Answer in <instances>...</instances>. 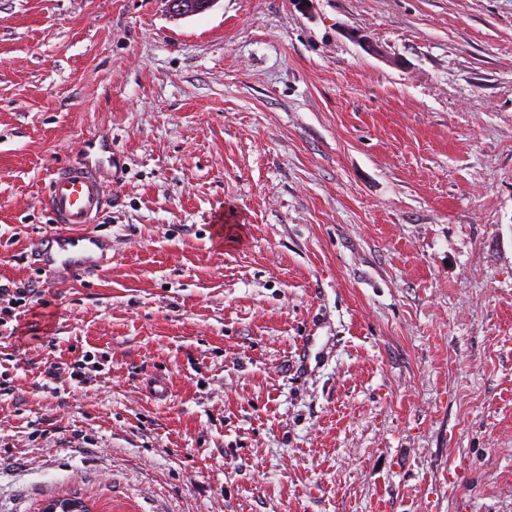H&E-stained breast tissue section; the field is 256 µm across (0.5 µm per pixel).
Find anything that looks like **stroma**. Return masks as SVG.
I'll return each instance as SVG.
<instances>
[{
    "label": "stroma",
    "instance_id": "35a3bbf8",
    "mask_svg": "<svg viewBox=\"0 0 512 512\" xmlns=\"http://www.w3.org/2000/svg\"><path fill=\"white\" fill-rule=\"evenodd\" d=\"M94 136L112 259L58 284ZM11 281L0 512H512V0H0ZM167 9L174 19H185L212 8L218 0H165ZM97 140L86 141L82 163L64 164L50 174L44 206L59 228L35 241L31 258L57 282L99 271L112 250L111 238L84 229L96 224L103 210L102 166L112 155V142ZM34 292V288H26L25 285L23 287L17 286L15 282H8V284L0 283V304L7 303V306H0V313L4 312L7 314H11L12 310L16 309V307L29 305L30 302L27 303L29 298L31 299L36 295Z\"/></svg>",
    "mask_w": 512,
    "mask_h": 512
}]
</instances>
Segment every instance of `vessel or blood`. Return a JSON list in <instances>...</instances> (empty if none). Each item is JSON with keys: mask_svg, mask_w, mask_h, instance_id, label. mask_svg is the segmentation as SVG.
<instances>
[{"mask_svg": "<svg viewBox=\"0 0 512 512\" xmlns=\"http://www.w3.org/2000/svg\"><path fill=\"white\" fill-rule=\"evenodd\" d=\"M83 153L82 163H67L52 171L44 206L57 229L36 240L31 252L36 267L57 282L99 271L112 249L111 238L88 230L103 210L101 173L112 155V144L90 139Z\"/></svg>", "mask_w": 512, "mask_h": 512, "instance_id": "b4317fda", "label": "vessel or blood"}]
</instances>
